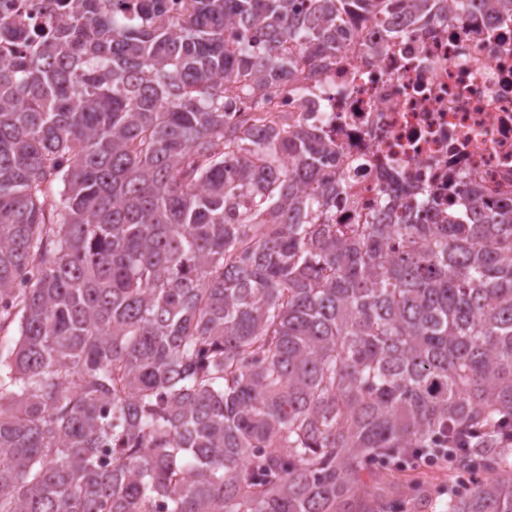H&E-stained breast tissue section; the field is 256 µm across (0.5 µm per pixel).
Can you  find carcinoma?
Instances as JSON below:
<instances>
[{
  "label": "carcinoma",
  "mask_w": 512,
  "mask_h": 512,
  "mask_svg": "<svg viewBox=\"0 0 512 512\" xmlns=\"http://www.w3.org/2000/svg\"><path fill=\"white\" fill-rule=\"evenodd\" d=\"M69 2L0 14V512H426L424 448L512 512V199L332 224L336 146L227 101L390 0ZM63 1L1 0L0 13H7L21 28L37 27L52 9L62 10Z\"/></svg>",
  "instance_id": "obj_1"
}]
</instances>
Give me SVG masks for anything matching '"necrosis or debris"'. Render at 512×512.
Segmentation results:
<instances>
[{
	"instance_id": "necrosis-or-debris-1",
	"label": "necrosis or debris",
	"mask_w": 512,
	"mask_h": 512,
	"mask_svg": "<svg viewBox=\"0 0 512 512\" xmlns=\"http://www.w3.org/2000/svg\"><path fill=\"white\" fill-rule=\"evenodd\" d=\"M345 31L334 57L262 90L264 125L309 122L335 141L333 222L407 195L444 216L465 183L512 197V12L477 4L425 24L392 0L385 21L356 15Z\"/></svg>"
}]
</instances>
